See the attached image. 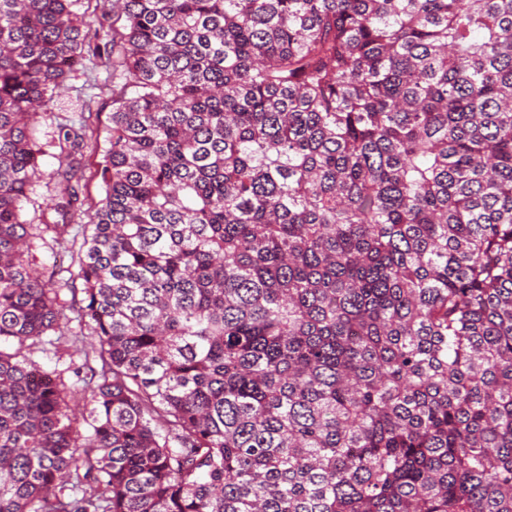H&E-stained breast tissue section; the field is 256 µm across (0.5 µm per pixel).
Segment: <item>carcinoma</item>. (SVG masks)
<instances>
[{"label": "carcinoma", "instance_id": "carcinoma-1", "mask_svg": "<svg viewBox=\"0 0 512 512\" xmlns=\"http://www.w3.org/2000/svg\"><path fill=\"white\" fill-rule=\"evenodd\" d=\"M79 2L0 0V512H512V0H111L67 300ZM107 0L80 2V11H87L89 25L84 29L87 39L82 64L67 81L66 89L44 112L38 123V136L42 143L49 142L47 153L41 158L43 175L35 183L26 205L24 219L30 224H40L42 213L48 212L56 194L55 180L51 177L58 168L55 158L59 148L55 146L59 127L78 124L81 117L90 127L103 130L109 123L112 112V44L105 49L100 44V53L94 51V33L98 29L112 32V9ZM90 43V48L88 47ZM83 152V153H82ZM81 154H75V165L77 168L76 178L81 177L79 186L81 197L85 199V206L83 210L85 213H77L73 217L67 219L65 224H70L68 234L65 235L66 241L61 245L51 241L50 236H47L48 245L40 248L36 252L38 269L43 272L45 279H48L51 271L55 268L54 258L50 248L54 247V251L60 253L59 259H64V264L67 266L72 261V254L76 257L79 247L82 244V232L84 224H88L89 216L86 213L89 207L97 202L102 196L101 184L98 178L93 176L95 170V163L99 160L100 155L96 158L90 154L88 149L81 151ZM50 247V248H49Z\"/></svg>", "mask_w": 512, "mask_h": 512}]
</instances>
